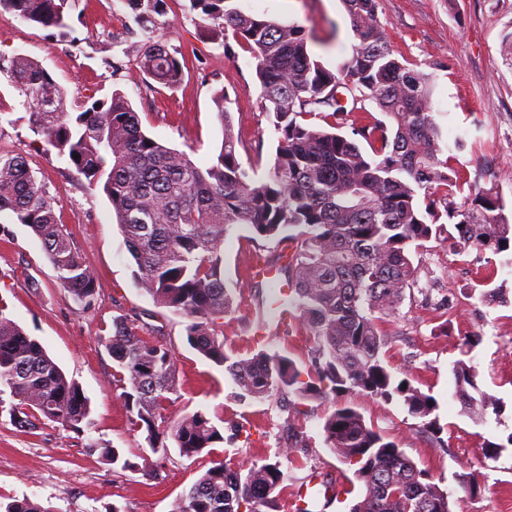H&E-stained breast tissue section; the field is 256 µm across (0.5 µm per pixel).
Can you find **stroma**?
<instances>
[{
  "mask_svg": "<svg viewBox=\"0 0 512 512\" xmlns=\"http://www.w3.org/2000/svg\"><path fill=\"white\" fill-rule=\"evenodd\" d=\"M242 12L302 25L308 47L325 67L348 58L356 43L342 0H235ZM378 19L395 56L433 73V101L448 162L460 173L463 189L453 200L463 204L467 191L496 187L506 214H512V66L504 48L512 41V0H379ZM157 27L170 31L171 43L185 53L184 76L173 88L146 76L140 66L142 42L131 35L134 16L117 0H76L72 33L29 24L0 14V55L21 52L38 61L68 92V105L103 99L121 90L138 112L145 132L208 166L222 143L213 96L228 95L233 125L242 133V164L261 157L273 163L277 134L255 79V61L243 48L227 57L210 40L199 12L189 0H159ZM0 111L11 115L0 126V149L25 157L54 198L61 224L76 250L95 273L98 299L82 308L61 288L57 272L39 238L8 211L0 226V300L6 314L36 337L51 358L75 379L90 400V425L83 434L48 422L32 431L0 415V501L27 497L50 512H172L180 493L214 462L249 464L281 461L291 483L318 472L334 495L325 512H349L358 495L351 487L354 468L324 441L323 423L332 400L306 402L293 412L294 396L239 402L223 368L191 349L184 320L156 305L135 284L136 265L125 245L112 206L99 191L87 190L75 170L30 128V115L16 91L0 83ZM260 253L246 230L224 241V279L236 298L235 312L224 317L226 348L250 356L268 347L306 367L313 336L299 326L288 332L258 334L264 314L253 270ZM418 289L406 294L398 314L384 322L389 336L386 361L399 379H408L437 402L443 429L435 443L416 426L402 398L385 401L361 392L342 395L382 433L393 439L439 486L451 493L455 512H512V253L426 242L413 258ZM492 272V287L505 302L481 300L477 277ZM125 316L143 336L174 345L179 395L166 414L174 418L202 409L224 423V441L211 453L166 462L160 478L108 464L85 452L91 439L123 450L132 461L149 456L143 432L134 430L122 389L112 379V359L102 339L112 320ZM472 334L481 342L470 358L484 391L499 399V415L478 421L462 413L454 397L452 365ZM500 443L501 452L485 455L483 440ZM477 479L482 492L469 496L466 484Z\"/></svg>",
  "mask_w": 512,
  "mask_h": 512,
  "instance_id": "obj_1",
  "label": "stroma"
}]
</instances>
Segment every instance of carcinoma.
<instances>
[{
    "label": "carcinoma",
    "instance_id": "cac0c4a2",
    "mask_svg": "<svg viewBox=\"0 0 512 512\" xmlns=\"http://www.w3.org/2000/svg\"><path fill=\"white\" fill-rule=\"evenodd\" d=\"M74 2L0 0V13L66 35ZM124 2L145 39L143 71L165 87L178 85L183 51L153 25L159 0ZM233 2L190 0L192 9L212 20L209 38L222 42L227 55L231 37L255 60L261 97L278 133L273 164L263 177L239 161L244 141L222 90L213 97L224 130L221 148L201 167L142 131L138 113L118 90L81 104L73 116L66 90L31 57L0 58V73L30 113L32 132L84 176L88 190L100 189L110 201L137 267V287L188 318L186 343L224 368L239 401L282 392L301 400L349 391L386 401L397 395L418 428L438 436L435 399L389 370L381 322L395 316L406 290L418 285L411 252L423 243L443 241L458 254L469 247L512 250L505 202L493 189L470 193L464 206L448 199L457 181L435 118L433 75L394 55L378 21V0H343L357 45L334 70L311 54L301 25L245 14ZM365 101L388 122H356ZM347 124L350 137L339 133ZM357 136L376 145L374 156L361 150ZM2 211L41 240L60 286L83 306L94 305V273L59 223L45 184L23 157L0 151ZM239 226L257 248H279L275 264L290 285L288 315L315 339L305 372L277 350L241 357L224 348L216 319L234 308L224 282V239ZM5 310L0 300V412L8 411L21 428L50 421L83 433L88 397ZM105 348L130 424L145 433L152 453L162 460L174 453L193 458L224 442L201 409L168 420L167 406L179 394L174 349L147 340L122 318L113 322ZM466 355L452 367L456 399L470 415H499V401L481 390ZM323 430L327 446L355 467L362 486L350 512H453L451 493L353 407L335 406ZM85 448L123 470L140 469L113 446L91 440ZM285 481L278 461L216 462L176 500L173 512H264ZM4 512L50 510L24 497L6 503Z\"/></svg>",
    "mask_w": 512,
    "mask_h": 512
}]
</instances>
